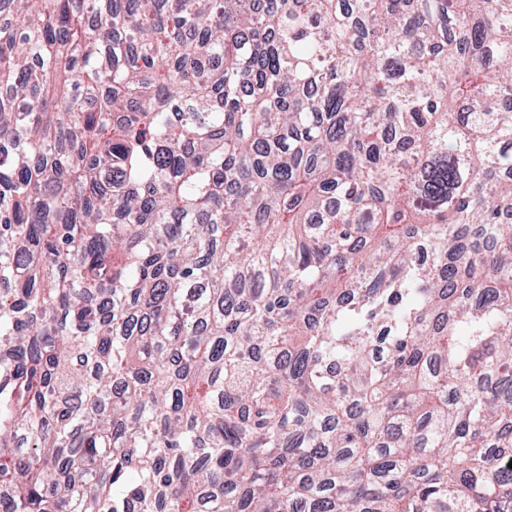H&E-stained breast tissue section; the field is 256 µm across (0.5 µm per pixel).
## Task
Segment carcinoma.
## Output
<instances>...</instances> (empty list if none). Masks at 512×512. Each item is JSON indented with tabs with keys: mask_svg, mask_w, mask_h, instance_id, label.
I'll list each match as a JSON object with an SVG mask.
<instances>
[{
	"mask_svg": "<svg viewBox=\"0 0 512 512\" xmlns=\"http://www.w3.org/2000/svg\"><path fill=\"white\" fill-rule=\"evenodd\" d=\"M512 0H0V512H512Z\"/></svg>",
	"mask_w": 512,
	"mask_h": 512,
	"instance_id": "cac0c4a2",
	"label": "carcinoma"
}]
</instances>
